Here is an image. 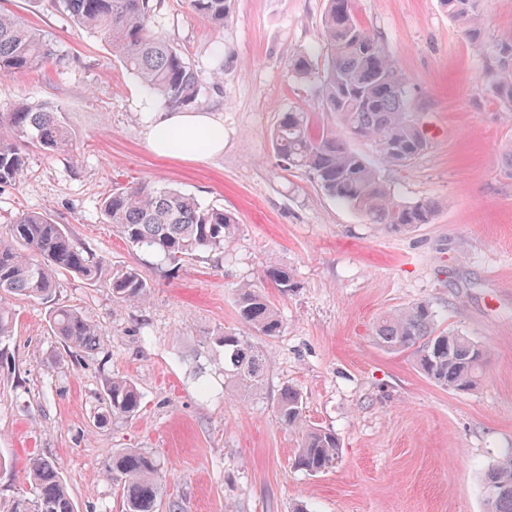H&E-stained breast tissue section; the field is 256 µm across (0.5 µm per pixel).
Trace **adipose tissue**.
<instances>
[{"instance_id":"adipose-tissue-1","label":"adipose tissue","mask_w":512,"mask_h":512,"mask_svg":"<svg viewBox=\"0 0 512 512\" xmlns=\"http://www.w3.org/2000/svg\"><path fill=\"white\" fill-rule=\"evenodd\" d=\"M145 135L159 155L195 159L224 150V122L205 111L150 113Z\"/></svg>"}]
</instances>
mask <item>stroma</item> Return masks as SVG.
I'll list each match as a JSON object with an SVG mask.
<instances>
[{
    "instance_id": "obj_1",
    "label": "stroma",
    "mask_w": 512,
    "mask_h": 512,
    "mask_svg": "<svg viewBox=\"0 0 512 512\" xmlns=\"http://www.w3.org/2000/svg\"><path fill=\"white\" fill-rule=\"evenodd\" d=\"M42 29L66 65L47 74L0 77V113L17 102L60 105L71 148L30 150L15 183L0 185V236L21 213L67 225L112 268L151 282L142 304L113 302L108 289L67 275L60 304L106 333L103 349L66 352L48 305L14 301L13 333L0 343V503L34 497L25 464L55 461L78 512H123L105 474L109 453L139 448L160 462L163 502L180 512H486L484 471L512 450V113L490 86L492 42L512 38V0H485L489 45L476 50L439 0H354L359 21L395 56L429 147L414 163H380L374 147L350 149L377 163L404 201L433 199L432 223L394 233L325 195L305 171L284 167L270 131L281 112L305 108L316 125V81L294 77L289 59L308 53L321 70L324 0H232L217 29L188 0H158L156 30L197 69L199 109L224 120V151L196 160L155 154L143 106L164 111L111 48L54 10L49 0H5ZM224 73L214 78L215 50ZM169 185L239 219L220 253L176 266L128 245L100 210L114 184ZM292 271L283 294L269 267ZM263 286L285 324L263 340L270 368L261 386L231 395L216 336L243 331L235 289ZM429 302L439 329L486 346V372L465 394L436 386L411 352L374 344L385 313ZM142 394L134 418L99 423L112 377ZM298 387L309 423L341 442L336 466L294 467L300 443L275 409Z\"/></svg>"
}]
</instances>
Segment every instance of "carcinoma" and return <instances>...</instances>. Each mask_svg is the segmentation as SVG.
Listing matches in <instances>:
<instances>
[{"instance_id": "obj_1", "label": "carcinoma", "mask_w": 512, "mask_h": 512, "mask_svg": "<svg viewBox=\"0 0 512 512\" xmlns=\"http://www.w3.org/2000/svg\"><path fill=\"white\" fill-rule=\"evenodd\" d=\"M69 21L91 31L119 54L125 68L145 91L171 110L194 106L200 93L197 70L184 55L151 26L153 0H51ZM191 8L213 26L224 27L232 0H189ZM484 0H440L465 31L471 44L484 47ZM321 39L326 60L319 79L317 105L336 115L341 130L318 127L311 113L290 109L279 114L272 132L277 157L290 168L308 172L318 186L361 213L371 224L403 232L433 221V199L406 202L394 194L377 169L361 154L348 149L343 136L371 142L381 160L407 166L426 149L427 141L408 109L406 82L396 59L358 20L353 0H326ZM499 72L494 94L512 112V39L495 47ZM54 59L42 31L25 19L0 11V77L39 73ZM295 77H312L311 60L304 53L290 62ZM62 108L49 102H19L0 114V185L12 184L26 168L27 150L46 155L65 151L73 133L60 119ZM101 210L132 246L179 265L202 251L222 252L235 233L236 215L222 207L203 206L195 197L169 187H116L102 199ZM69 274L98 284L117 303H144L152 285L135 268L108 269L72 237L68 227L41 212H23L9 233L0 237V341L11 335L10 300L23 297L51 304V326L71 353H92L105 332L82 311L55 302L58 276ZM266 279L287 294L298 287L283 268L266 271ZM236 305L251 331H226L217 338L224 347V383L252 388L263 379L268 358L259 339L280 335L283 320L260 288L243 283L236 289ZM428 302H418L380 317L372 327L375 343L388 352L411 350L421 372L437 386L467 392L481 380L488 350L458 332L440 331ZM101 421L131 418L142 401L128 379H113L105 389ZM276 412L282 424L298 431L295 466L310 475L333 468L340 441L329 429L307 423L303 396L294 386L281 389ZM105 470L122 493L125 512H159L162 498L160 463L149 452L126 449L107 457ZM27 473L36 495L18 497L3 512H77L76 504L50 459L30 457ZM487 512H512V453L483 474Z\"/></svg>"}]
</instances>
